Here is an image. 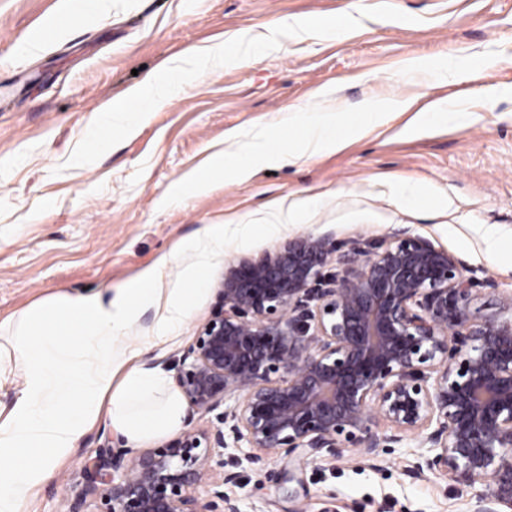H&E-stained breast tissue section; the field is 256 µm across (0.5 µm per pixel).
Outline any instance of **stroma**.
Returning a JSON list of instances; mask_svg holds the SVG:
<instances>
[{
    "instance_id": "stroma-1",
    "label": "stroma",
    "mask_w": 512,
    "mask_h": 512,
    "mask_svg": "<svg viewBox=\"0 0 512 512\" xmlns=\"http://www.w3.org/2000/svg\"><path fill=\"white\" fill-rule=\"evenodd\" d=\"M378 0H112L111 11L77 20L19 53L56 17L59 0H0V322L67 290L119 288L170 255L203 225H252L211 262L204 291L177 338L148 345L146 367L175 375L184 350L218 308L224 267L277 250L304 234L376 240L409 228L461 259L475 281L474 315L512 296V0H390L412 22L375 18L338 36L283 39L279 50L206 71L151 113L140 130L95 163L65 168L102 102L192 46L232 33L264 32L280 17L357 13ZM453 66L457 78L409 79L405 66ZM336 91L337 127L372 96L444 98L472 115L402 133L404 114L330 155L264 167L246 182L216 178L204 194L172 200L168 189L225 145L232 129L266 125L303 136L316 93ZM429 197L405 204L397 184ZM505 238L487 249L485 230ZM419 438L385 444L373 460L347 454L306 463L259 453L225 484L240 512H471L481 485L439 470L413 475ZM132 458L107 422L90 430L24 512H65L84 485L83 461L98 448ZM298 477L294 493L284 471Z\"/></svg>"
}]
</instances>
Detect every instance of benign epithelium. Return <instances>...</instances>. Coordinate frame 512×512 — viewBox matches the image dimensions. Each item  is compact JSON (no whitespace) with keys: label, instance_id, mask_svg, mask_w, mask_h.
<instances>
[{"label":"benign epithelium","instance_id":"1","mask_svg":"<svg viewBox=\"0 0 512 512\" xmlns=\"http://www.w3.org/2000/svg\"><path fill=\"white\" fill-rule=\"evenodd\" d=\"M468 273L408 228L378 243L291 238L224 267L221 306L176 385L190 411L222 409L247 460L282 449L372 460L381 443L417 435L428 456L413 471L485 486L472 512H512V297L471 315ZM226 447L217 428L129 460L101 448L66 512H240L219 483L197 493L208 449Z\"/></svg>","mask_w":512,"mask_h":512}]
</instances>
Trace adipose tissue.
Here are the masks:
<instances>
[{"instance_id":"adipose-tissue-1","label":"adipose tissue","mask_w":512,"mask_h":512,"mask_svg":"<svg viewBox=\"0 0 512 512\" xmlns=\"http://www.w3.org/2000/svg\"><path fill=\"white\" fill-rule=\"evenodd\" d=\"M406 111L412 114V129L445 119L462 125L471 121L470 113L442 100L415 112L405 99H369L340 134L333 111L320 109L308 121V134L289 141L284 151L270 148L267 127L230 131L236 150L212 152L203 166L177 180L171 193H205L216 173L244 182L264 166L334 153L346 141L385 125L392 113ZM247 231L244 225L208 224L184 240L179 251L194 260L182 267L180 287L157 288L163 268L154 265L115 290L57 292L5 325L0 367L20 368L22 383L0 421V512H23L55 465L72 456L99 420H108L132 449L182 428L186 403L181 391L164 370L141 362L143 347L131 342L128 332L144 309L158 306L162 312L154 331L157 340L167 341L193 311L210 255L223 249L225 235Z\"/></svg>"}]
</instances>
